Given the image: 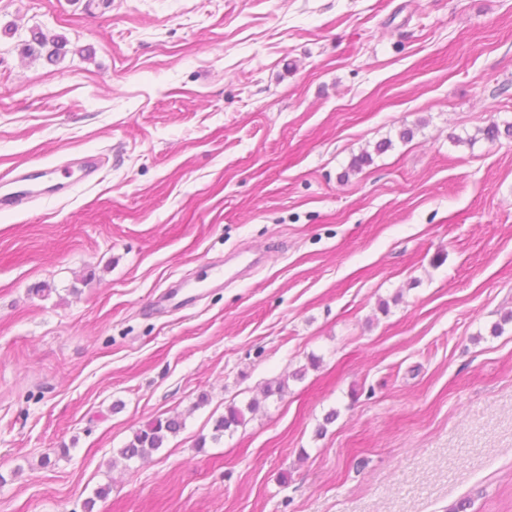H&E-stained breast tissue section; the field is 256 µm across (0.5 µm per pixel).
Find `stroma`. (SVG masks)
Instances as JSON below:
<instances>
[{
    "mask_svg": "<svg viewBox=\"0 0 512 512\" xmlns=\"http://www.w3.org/2000/svg\"><path fill=\"white\" fill-rule=\"evenodd\" d=\"M492 121L512 0H0V174L103 157L0 212V512H82L104 485L95 512H512ZM240 248L267 254L251 278L151 310ZM244 422L245 410L235 404L229 405L226 408L224 415L215 420L211 439L213 441L220 440L221 437L224 436L225 432H233ZM184 426L180 416L156 418L139 427L120 448L119 455L125 460L144 459L163 447L169 436H176Z\"/></svg>",
    "mask_w": 512,
    "mask_h": 512,
    "instance_id": "35a3bbf8",
    "label": "stroma"
}]
</instances>
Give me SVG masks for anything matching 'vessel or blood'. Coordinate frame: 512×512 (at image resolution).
I'll return each instance as SVG.
<instances>
[{"mask_svg":"<svg viewBox=\"0 0 512 512\" xmlns=\"http://www.w3.org/2000/svg\"><path fill=\"white\" fill-rule=\"evenodd\" d=\"M100 168L99 158L93 155L83 156L80 170L76 173L67 166L60 169L15 167L0 175V208L8 210L35 198L67 193L72 187V175L77 174L81 179L89 180ZM258 262V256L240 253L233 261L214 263L208 267L203 278L163 291L153 300L152 308L166 312L185 309L193 303L199 289L224 281L235 282L244 268L257 265Z\"/></svg>","mask_w":512,"mask_h":512,"instance_id":"1","label":"vessel or blood"}]
</instances>
